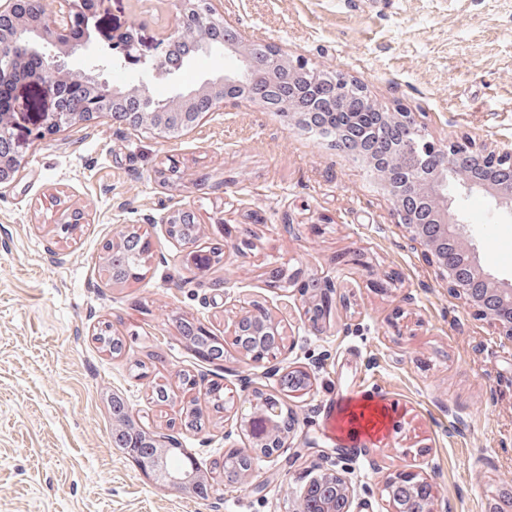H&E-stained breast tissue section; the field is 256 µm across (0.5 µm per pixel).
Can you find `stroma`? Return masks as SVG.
Listing matches in <instances>:
<instances>
[{"label": "stroma", "instance_id": "obj_1", "mask_svg": "<svg viewBox=\"0 0 512 512\" xmlns=\"http://www.w3.org/2000/svg\"><path fill=\"white\" fill-rule=\"evenodd\" d=\"M246 43L360 80L383 109L413 112L435 140L487 150L512 144V0H215ZM174 0H112L99 15L144 52L175 24ZM192 208L200 246L219 264L181 261L164 219ZM87 225L69 239L61 210ZM464 245L496 286L512 288V211L458 189ZM148 232L144 279L121 292L102 276L105 247ZM283 270L287 286L273 283ZM332 289L321 306L302 293ZM287 311L285 347L255 365L229 345L241 312ZM195 322L224 338V360L196 358L178 331ZM109 323L125 343L99 348ZM197 379L185 394L179 371ZM311 377L286 398L296 419L287 450L242 483L224 456L249 447L237 424L244 390L279 395L282 374ZM223 384L227 409L212 408ZM367 391L388 413L356 458L323 423L327 404ZM148 432L192 403L203 430L178 435L212 481L208 497L148 479L112 444L113 394ZM410 470L434 486L439 512H512V340L453 295L398 224L367 162L244 100L187 135L161 139L106 118L35 142L0 185V512H300L307 481L343 474L349 512H388L384 484Z\"/></svg>", "mask_w": 512, "mask_h": 512}]
</instances>
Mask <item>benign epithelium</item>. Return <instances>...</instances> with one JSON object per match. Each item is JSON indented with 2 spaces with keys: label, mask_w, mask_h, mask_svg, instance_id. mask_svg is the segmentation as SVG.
Here are the masks:
<instances>
[{
  "label": "benign epithelium",
  "mask_w": 512,
  "mask_h": 512,
  "mask_svg": "<svg viewBox=\"0 0 512 512\" xmlns=\"http://www.w3.org/2000/svg\"><path fill=\"white\" fill-rule=\"evenodd\" d=\"M88 5L89 0H63L62 15L52 19L44 13L20 11V0H0V58L5 56L10 61L33 55L38 58V70L30 73L25 83L44 87L50 96V108L41 114V128L37 130L44 138L56 133L54 123L60 112V91L62 86L71 83L87 85V92L94 103L93 119L133 108L140 112L143 121H151L160 109L152 105L150 78H172L187 64L208 55L214 46L212 27L216 18L221 16L213 0H177L176 28L156 43L149 66L137 84L125 90L113 84L106 71L111 67L124 68L140 62L131 35L113 33L112 52L109 54L99 53L93 36L87 35L80 40L59 37L61 31L71 26V20L87 11ZM223 42L224 54L234 58V66L188 90H176L170 104L191 110L196 97L207 90L213 93L211 111L214 112L228 104L224 99V85L234 84L266 103L270 109L282 103L291 111L319 112L316 92L292 85L288 91L282 90L281 84L293 65L291 58L275 51L264 61H259L256 58L259 48L245 43L238 29L229 23L224 26ZM75 58L86 60V68L74 71L71 64ZM17 87L15 83L9 89L8 101H0V127L3 129H16L17 119L34 105L33 101L17 94ZM457 148L455 143L425 142L422 150L442 155L443 163L435 169L411 168L403 176L392 174L385 179L386 188L395 206L397 223L404 225L423 247L425 256L435 260L439 272L448 280L450 291L464 300L475 317L495 321L500 335L512 341V289L493 287L475 252H465V277L448 267V253L444 252L448 241L457 238L456 228L462 224L457 217L449 215L448 194L455 185L471 192L489 188L496 204L512 210V149L504 147L498 151L497 157L508 162V167L501 169L497 181L477 175L459 184L455 181ZM185 220H195L194 212L188 207H181L166 218V234L170 239H176L173 222ZM240 317L251 323L248 336L235 343L245 360L260 364L275 355V348L283 346L281 321L268 311L257 307L240 314ZM242 402L248 406V413L241 414L240 425L251 437L252 447L234 450L232 454L252 463L259 457L270 458L282 452L293 429L278 430L279 402L258 390L243 394ZM150 460L151 464L142 470L163 484L196 490L207 480L198 471L184 474L164 471L163 459L158 454L151 456ZM326 481L335 483L341 496V512H347L351 487L340 473H324L315 477L307 488ZM385 491L390 512H436L433 486L418 473H397L385 484Z\"/></svg>",
  "instance_id": "benign-epithelium-1"
}]
</instances>
